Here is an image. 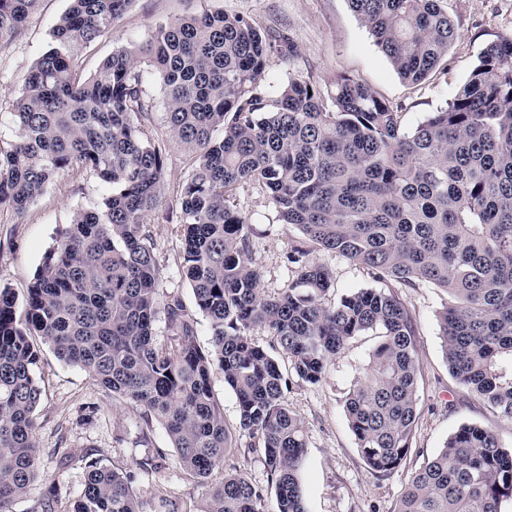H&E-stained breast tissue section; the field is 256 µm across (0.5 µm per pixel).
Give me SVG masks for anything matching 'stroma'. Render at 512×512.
<instances>
[{
	"label": "stroma",
	"mask_w": 512,
	"mask_h": 512,
	"mask_svg": "<svg viewBox=\"0 0 512 512\" xmlns=\"http://www.w3.org/2000/svg\"><path fill=\"white\" fill-rule=\"evenodd\" d=\"M444 5L457 27L458 39L448 51L446 73L417 86L399 76L349 0H131L111 34L80 47L75 58L80 74L87 78L115 50L145 41L157 26L221 10L247 16L261 29L276 30L290 38L294 51L288 60L273 61L266 73L268 84L278 86L300 76L325 87L337 76L348 75L398 108L403 126L412 129L456 95L482 49L512 37V0H444ZM69 6L70 0H41L36 14L6 48L0 49L1 150H9L18 136L12 104L22 92L21 78L52 47V30ZM152 126L155 137L167 143L161 199L146 217L161 269L159 298L182 300L196 322L197 343L207 351L211 348L209 322L198 310L192 287L181 272L177 232L178 199L191 169L192 154L171 141L159 109ZM109 191V186L90 172L68 170L24 214L0 210V286L10 288L18 303H25L27 289L46 252L55 245L73 213L96 208ZM237 203L250 228L251 253L262 275L261 286L266 294L277 295L296 278L298 267L289 257L294 248L305 246L306 239L295 226L278 223L271 199L260 187L241 186ZM316 258L332 273L326 303L378 285L367 269L343 258L324 252L317 253ZM399 295L416 327L421 371L418 422L406 460L386 476L365 465L345 413L353 378L379 344L378 334L369 332L351 339L321 382L309 384L297 378L287 355L267 329L257 327L251 332L253 340L280 363L287 381L285 400L305 424L302 483L307 512H394L412 474L464 424L495 429L512 444V423L493 415L448 372L438 322L447 294L422 284L400 289ZM31 342L40 356L36 376L42 388L34 416L38 471L27 494L13 503L12 512H36L40 500L47 497L53 499L55 512H70L85 482L83 454H90L101 466L125 473L133 472L135 459L158 451L167 458L164 470L149 475L133 472L132 487L147 512H198L202 490L182 468L162 426L147 419L135 404L113 397L78 366L61 361L41 337H32ZM212 390L224 412V424L236 440L235 450L224 457L225 470L243 471L262 489L265 512H274L263 450L258 438L239 434L236 398L225 387L221 372H214Z\"/></svg>",
	"instance_id": "35a3bbf8"
}]
</instances>
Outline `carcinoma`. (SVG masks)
Here are the masks:
<instances>
[{
    "instance_id": "obj_1",
    "label": "carcinoma",
    "mask_w": 512,
    "mask_h": 512,
    "mask_svg": "<svg viewBox=\"0 0 512 512\" xmlns=\"http://www.w3.org/2000/svg\"><path fill=\"white\" fill-rule=\"evenodd\" d=\"M129 2L71 0L53 28L55 46L23 77L18 141L0 151V209L25 212L71 168L111 188L100 207L74 213L45 254L23 318L12 290L0 288V512L26 494L38 466L31 335L162 425L205 489L200 512H262V490L243 473L210 481L232 447L211 389L220 370L240 430L261 440L275 512H305V426L288 409L278 362L250 331L268 328L310 384L351 339L376 332L381 342L354 377L346 415L369 469L384 476L404 462L420 379L409 309L384 288L326 305L332 275L303 248L291 255L296 279L265 295L236 203L244 184L265 189L278 221L318 250L379 281L446 292L439 324L448 370L512 422V39L487 45L461 91L407 131L398 110L350 76L324 90L302 77L269 90L272 36L222 11L160 25L81 77L74 52L110 33ZM349 2L402 79L418 84L445 72L458 32L443 0ZM39 3L0 0L1 49ZM144 62L161 77L172 139L193 154L179 198L182 273L209 321L208 352L181 301L158 298L161 270L145 217L161 196L166 144L151 132ZM161 312L168 344L155 339ZM134 465L156 472L165 458L147 454ZM86 469L72 512H144L131 476L93 460ZM507 498L512 445L494 429L464 424L411 476L394 512H501Z\"/></svg>"
}]
</instances>
